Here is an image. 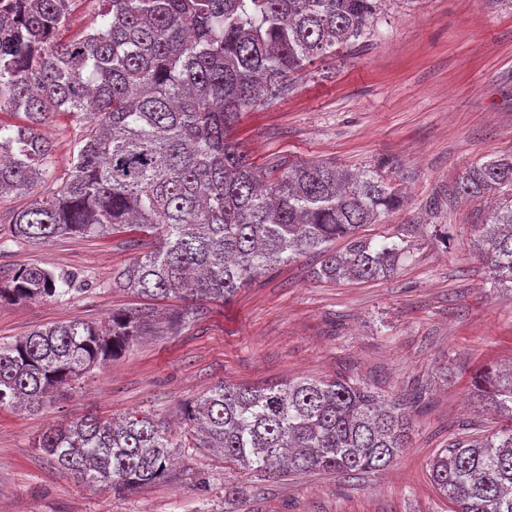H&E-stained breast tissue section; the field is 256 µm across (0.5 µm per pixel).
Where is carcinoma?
I'll list each match as a JSON object with an SVG mask.
<instances>
[{
    "label": "carcinoma",
    "mask_w": 512,
    "mask_h": 512,
    "mask_svg": "<svg viewBox=\"0 0 512 512\" xmlns=\"http://www.w3.org/2000/svg\"><path fill=\"white\" fill-rule=\"evenodd\" d=\"M76 0H0V202L9 240L138 231L152 248L112 276L151 299L224 302L270 270L309 254L327 281L394 274L396 243L357 235L401 205L373 170L308 161L256 170L232 138L238 118L280 98L307 66L371 34L383 0H101L100 20L65 40ZM62 112L80 124L64 181L37 192L52 162L40 127ZM457 192L499 202L478 225L494 286L512 284V155L467 169ZM348 241L338 253L331 245ZM72 280L20 265L0 281V301L56 298ZM153 327L145 310L103 324L72 320L0 342V407L37 411ZM477 397L505 419L490 436L448 442L430 461L454 512H512V369H485ZM194 448H220L243 470H380L410 444L402 409H385L369 387L338 376L265 386L220 384L184 410ZM38 447L59 469L124 491L164 477L181 447L152 415L117 422L86 417L49 429Z\"/></svg>",
    "instance_id": "carcinoma-1"
}]
</instances>
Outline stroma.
<instances>
[{"label":"stroma","mask_w":512,"mask_h":512,"mask_svg":"<svg viewBox=\"0 0 512 512\" xmlns=\"http://www.w3.org/2000/svg\"><path fill=\"white\" fill-rule=\"evenodd\" d=\"M42 131L53 146L49 175L61 176L74 130L60 116ZM236 136L261 170L323 160L390 181L402 207L359 234L405 244L397 273L336 283L312 277L315 257L301 258L227 302H198L189 324L155 321L44 409H0V512H453L429 463L454 435L493 428L471 377L512 364V290L493 285L473 247L489 203L456 192L469 166L512 154V0H385L372 35L308 66L288 94L245 113ZM147 241L129 232L0 248V273L31 264L74 285L52 301L0 303V342L142 306L112 275ZM339 375L368 384L386 405L418 399L409 448L355 479L271 478L186 447L164 479L115 493L59 472L38 447L50 427L89 414H151L180 440L185 405L219 383ZM228 484L237 499L225 500Z\"/></svg>","instance_id":"stroma-1"}]
</instances>
